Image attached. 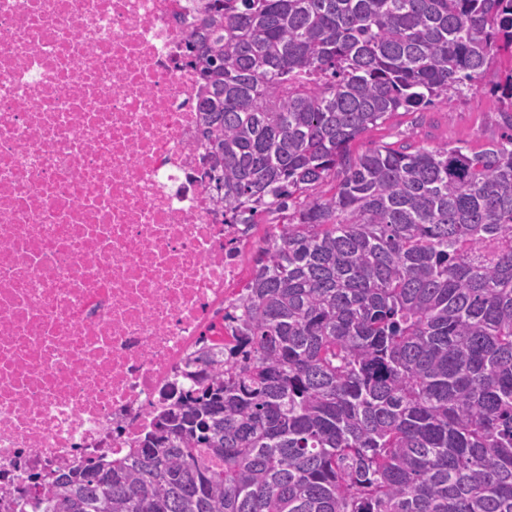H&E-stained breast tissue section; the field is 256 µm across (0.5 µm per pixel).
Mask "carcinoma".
<instances>
[{
  "instance_id": "1",
  "label": "carcinoma",
  "mask_w": 512,
  "mask_h": 512,
  "mask_svg": "<svg viewBox=\"0 0 512 512\" xmlns=\"http://www.w3.org/2000/svg\"><path fill=\"white\" fill-rule=\"evenodd\" d=\"M224 223L275 216L210 373L41 512H512V0H209ZM478 88L501 133L355 155Z\"/></svg>"
}]
</instances>
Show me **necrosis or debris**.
Here are the masks:
<instances>
[{"label":"necrosis or debris","mask_w":512,"mask_h":512,"mask_svg":"<svg viewBox=\"0 0 512 512\" xmlns=\"http://www.w3.org/2000/svg\"><path fill=\"white\" fill-rule=\"evenodd\" d=\"M200 0H0V512L132 453L224 335L250 230L208 187Z\"/></svg>","instance_id":"1"}]
</instances>
